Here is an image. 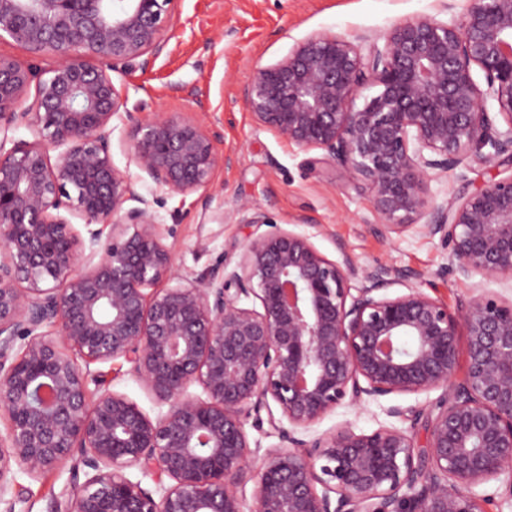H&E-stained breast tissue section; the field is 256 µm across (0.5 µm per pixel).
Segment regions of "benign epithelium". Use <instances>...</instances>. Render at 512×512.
Returning a JSON list of instances; mask_svg holds the SVG:
<instances>
[{
	"label": "benign epithelium",
	"instance_id": "benign-epithelium-1",
	"mask_svg": "<svg viewBox=\"0 0 512 512\" xmlns=\"http://www.w3.org/2000/svg\"><path fill=\"white\" fill-rule=\"evenodd\" d=\"M175 2L0 0V41L58 58L43 78L0 54V127L34 135L0 137L4 512L22 498L13 467L35 478L66 464L55 512H485L475 488L512 476V300L485 287L512 281V173L441 202L430 182L512 162V0H468L459 20L400 21L381 47L311 34L243 90L257 128L365 182L381 230L440 235L449 269L479 278L454 312L423 291L422 274L363 266L342 246L332 260L248 204L242 222L269 230L234 265L173 275L158 192L206 188L232 158L186 113L135 120L112 73L159 58ZM32 84V104L17 110ZM366 85L375 92L357 106ZM116 120L136 180L112 161ZM404 280L406 292L381 293ZM119 358L155 416L89 369ZM438 389L422 447L396 426L301 438L341 405ZM252 417L284 442L258 464Z\"/></svg>",
	"mask_w": 512,
	"mask_h": 512
}]
</instances>
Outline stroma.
I'll list each match as a JSON object with an SVG mask.
<instances>
[{"label":"stroma","mask_w":512,"mask_h":512,"mask_svg":"<svg viewBox=\"0 0 512 512\" xmlns=\"http://www.w3.org/2000/svg\"><path fill=\"white\" fill-rule=\"evenodd\" d=\"M443 0H178L162 55L147 69L114 73L127 93V110L139 121L173 112L195 115L216 129L219 152L232 158L218 169L211 185L167 198L160 230L175 254V271L199 277L238 259L255 229L240 221L241 203L268 211L278 224L295 225L311 235L328 258L346 247L366 266L379 263L424 274L425 291L456 310L467 300L466 283L446 274L447 252L439 238L411 228L402 233L376 229L369 193L363 183L345 182L319 150L305 151L257 129L242 88L256 68L276 64L294 44L314 32L353 38L361 32L381 37L396 22L440 16ZM223 223H214L215 214ZM117 359L101 365L107 387L127 395L149 413L157 407L150 394ZM428 395H391L363 406L343 405L312 429L329 431L348 422L356 431L404 426L388 415L390 406L430 410ZM24 487L15 512H52L69 481L68 468L37 478L18 475Z\"/></svg>","instance_id":"obj_1"}]
</instances>
